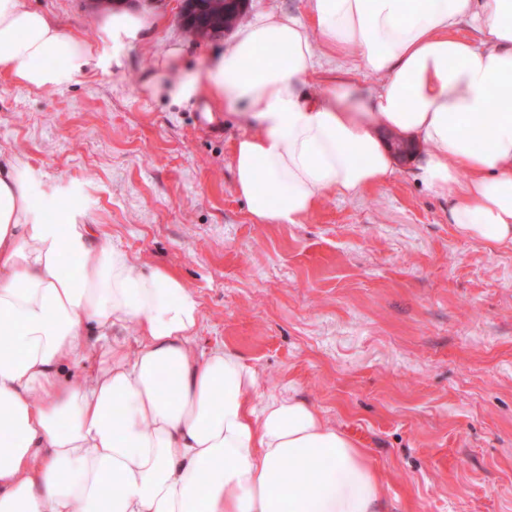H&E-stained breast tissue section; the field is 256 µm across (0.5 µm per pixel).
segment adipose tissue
<instances>
[{
    "mask_svg": "<svg viewBox=\"0 0 512 512\" xmlns=\"http://www.w3.org/2000/svg\"><path fill=\"white\" fill-rule=\"evenodd\" d=\"M307 11L255 15L201 76L171 47L150 82L240 113L235 188L252 222L300 224L326 198L386 184L393 132L418 146L413 175L447 199L458 239L512 247V0ZM156 23L121 10L100 28L122 50ZM464 23L475 38L457 36ZM351 54L360 79L309 90L322 56ZM95 57L24 0H0L1 74L61 87ZM36 181L0 152V512H385V477L346 431L260 392L234 348L197 352L200 304L180 275L138 266L77 208L50 218ZM131 323L132 346L119 337Z\"/></svg>",
    "mask_w": 512,
    "mask_h": 512,
    "instance_id": "adipose-tissue-1",
    "label": "adipose tissue"
}]
</instances>
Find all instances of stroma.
Listing matches in <instances>:
<instances>
[{
	"mask_svg": "<svg viewBox=\"0 0 512 512\" xmlns=\"http://www.w3.org/2000/svg\"><path fill=\"white\" fill-rule=\"evenodd\" d=\"M26 2L100 57L59 88L0 74V149L34 168L39 193L77 200L138 262L180 274L201 306L196 349L236 348L262 392L358 439L389 512H512V248L459 240L408 158L304 223H253L234 187L241 122L143 87L172 45L202 71L228 38L192 39L180 0H146L160 24L116 66L91 0Z\"/></svg>",
	"mask_w": 512,
	"mask_h": 512,
	"instance_id": "obj_1",
	"label": "stroma"
}]
</instances>
